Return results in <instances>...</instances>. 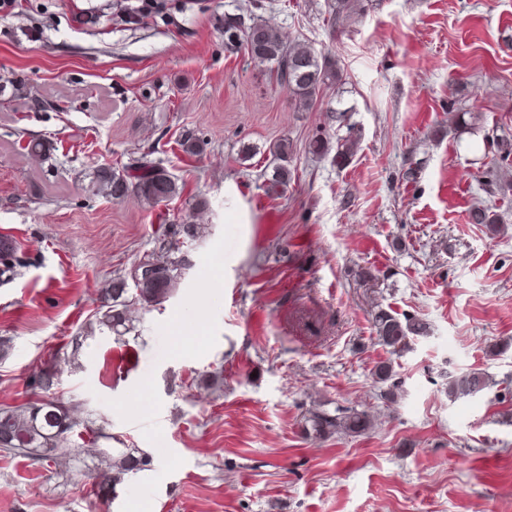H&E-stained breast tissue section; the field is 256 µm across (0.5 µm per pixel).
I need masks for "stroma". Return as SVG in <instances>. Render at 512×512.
<instances>
[{"label": "stroma", "instance_id": "35a3bbf8", "mask_svg": "<svg viewBox=\"0 0 512 512\" xmlns=\"http://www.w3.org/2000/svg\"><path fill=\"white\" fill-rule=\"evenodd\" d=\"M240 2L169 0L135 23L104 0L0 8V235L36 259L0 286V408L33 401V373L52 364L90 428L152 458L104 499L95 460L71 448L47 467L0 456V512H512V160L492 145L512 133V0H375L336 29L326 0H267L271 24L344 73L305 112L225 52L220 21ZM335 98L361 134L341 169L308 149L336 136ZM457 112L470 119L453 130ZM189 130L201 155L177 144ZM33 137L52 160L25 153ZM281 139L293 176L271 197L262 174ZM150 147L180 197L97 195V168ZM480 201L498 232L469 223ZM195 210L209 233L183 247L177 294L123 340L80 337L106 280ZM379 308L427 335L391 358ZM387 359L392 402L372 375ZM471 369L493 386L449 398V376ZM338 406L376 429L306 436L309 410Z\"/></svg>", "mask_w": 512, "mask_h": 512}]
</instances>
